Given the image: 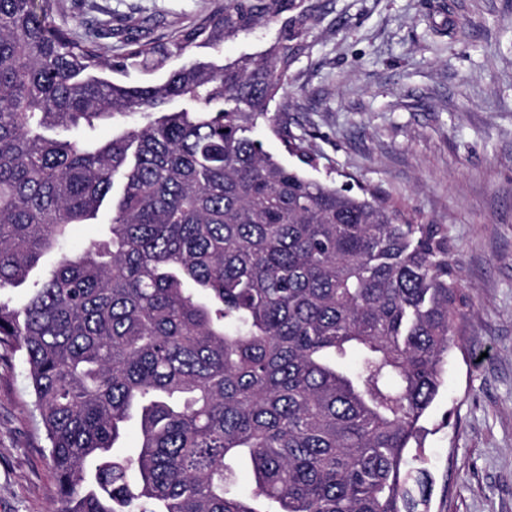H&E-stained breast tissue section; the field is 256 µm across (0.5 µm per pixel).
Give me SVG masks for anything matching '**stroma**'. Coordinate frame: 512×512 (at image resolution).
Masks as SVG:
<instances>
[{"label":"stroma","mask_w":512,"mask_h":512,"mask_svg":"<svg viewBox=\"0 0 512 512\" xmlns=\"http://www.w3.org/2000/svg\"><path fill=\"white\" fill-rule=\"evenodd\" d=\"M321 20L272 112L301 147L255 136L312 176L448 229L470 298L419 467L430 512H512V0H313ZM213 0H60L127 36L165 38ZM19 358L0 351V512H56L58 486Z\"/></svg>","instance_id":"1"}]
</instances>
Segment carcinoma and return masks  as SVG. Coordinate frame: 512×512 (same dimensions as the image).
<instances>
[{
	"label": "carcinoma",
	"mask_w": 512,
	"mask_h": 512,
	"mask_svg": "<svg viewBox=\"0 0 512 512\" xmlns=\"http://www.w3.org/2000/svg\"><path fill=\"white\" fill-rule=\"evenodd\" d=\"M59 2L0 0V291L107 214L22 308L0 300L58 512H424L411 452L469 301L445 227L254 138L264 123L292 139L270 106L313 8L223 0L110 55L112 30L74 35ZM270 25L280 40L259 54L168 69ZM105 123L119 131L101 141ZM104 224H76L72 227L69 240L64 245V250L70 253H78L84 244L98 234Z\"/></svg>",
	"instance_id": "1"
}]
</instances>
